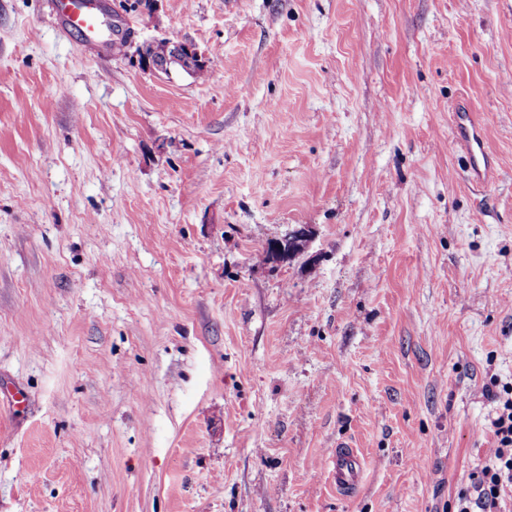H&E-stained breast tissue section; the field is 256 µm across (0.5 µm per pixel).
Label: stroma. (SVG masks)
Here are the masks:
<instances>
[{"mask_svg":"<svg viewBox=\"0 0 512 512\" xmlns=\"http://www.w3.org/2000/svg\"><path fill=\"white\" fill-rule=\"evenodd\" d=\"M49 2L0 0V512H455L512 385V0ZM74 0H52V9L64 16L65 23L73 30L88 36L97 27L98 13L92 3L78 4ZM160 42H164L169 50L162 59H157L152 63L150 61H154L165 52V45ZM151 43L153 45H145L142 52L139 50V56L141 57L142 64L146 62L145 57L150 59L145 70L152 71L153 73L164 74L169 73L172 68H182L186 71H191L193 65L198 63L194 65L193 76L200 78L205 76L206 62L194 44L176 42L167 38L156 39ZM472 112H456L453 116L452 130L454 144L459 145L467 157L471 178L484 182L483 172L490 166V156L485 148L480 129L474 124ZM311 236L312 232L308 228L294 230L288 236L274 242L273 251L279 259L290 260L307 249ZM332 469L338 489L349 490L353 488L360 477V457L358 453L349 445L336 448L332 459Z\"/></svg>","mask_w":512,"mask_h":512,"instance_id":"stroma-1","label":"stroma"}]
</instances>
